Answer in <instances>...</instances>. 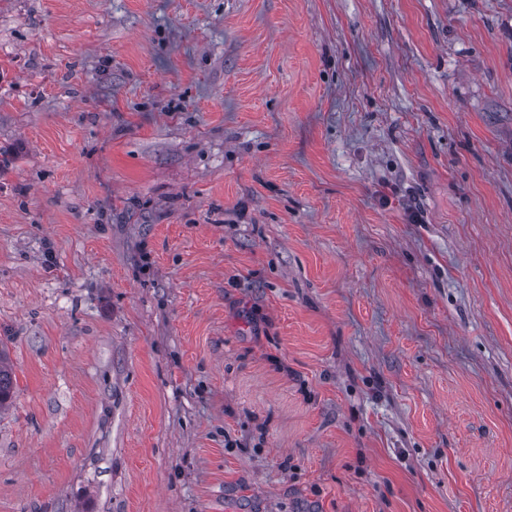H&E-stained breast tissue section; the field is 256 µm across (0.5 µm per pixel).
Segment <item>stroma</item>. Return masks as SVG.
Here are the masks:
<instances>
[{
	"label": "stroma",
	"instance_id": "obj_1",
	"mask_svg": "<svg viewBox=\"0 0 512 512\" xmlns=\"http://www.w3.org/2000/svg\"><path fill=\"white\" fill-rule=\"evenodd\" d=\"M0 512H512V0H0ZM13 396L12 369L8 363L6 348L0 343V412L9 406Z\"/></svg>",
	"mask_w": 512,
	"mask_h": 512
}]
</instances>
